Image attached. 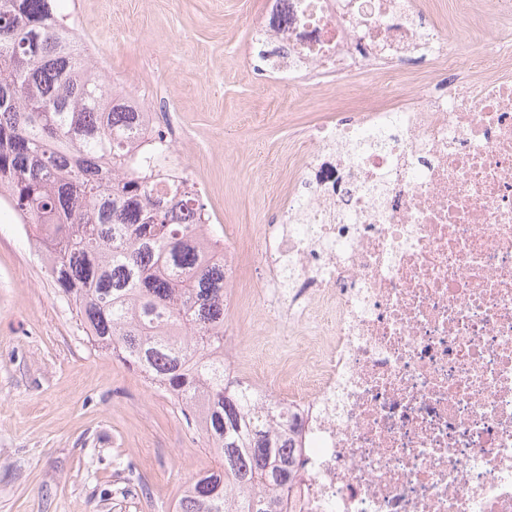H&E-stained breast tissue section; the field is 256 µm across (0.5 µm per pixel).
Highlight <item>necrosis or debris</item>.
<instances>
[{"label": "necrosis or debris", "mask_w": 512, "mask_h": 512, "mask_svg": "<svg viewBox=\"0 0 512 512\" xmlns=\"http://www.w3.org/2000/svg\"><path fill=\"white\" fill-rule=\"evenodd\" d=\"M471 2L269 0L254 25L282 80L364 103L302 131L284 224L204 255H260L276 318L294 271L301 337L258 388L298 423L289 512H512V37Z\"/></svg>", "instance_id": "1"}]
</instances>
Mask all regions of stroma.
Returning a JSON list of instances; mask_svg holds the SVG:
<instances>
[{
    "instance_id": "1",
    "label": "stroma",
    "mask_w": 512,
    "mask_h": 512,
    "mask_svg": "<svg viewBox=\"0 0 512 512\" xmlns=\"http://www.w3.org/2000/svg\"><path fill=\"white\" fill-rule=\"evenodd\" d=\"M105 74L157 108L181 139L213 230L228 241L280 223L301 128L349 119L359 101L273 79L253 43L266 0H55ZM269 270L237 254L235 362L288 369L287 323L266 318ZM214 459L177 405L93 347L12 209L0 205V512H176Z\"/></svg>"
}]
</instances>
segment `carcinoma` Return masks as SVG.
Masks as SVG:
<instances>
[{"mask_svg": "<svg viewBox=\"0 0 512 512\" xmlns=\"http://www.w3.org/2000/svg\"><path fill=\"white\" fill-rule=\"evenodd\" d=\"M111 86L53 0H0V202L48 256L93 345L167 392L215 466L177 512H288V414L248 398L224 368V272L189 184L161 187L172 149Z\"/></svg>", "mask_w": 512, "mask_h": 512, "instance_id": "cac0c4a2", "label": "carcinoma"}]
</instances>
